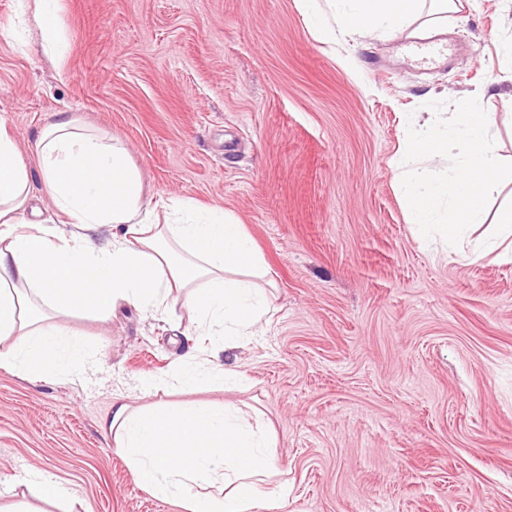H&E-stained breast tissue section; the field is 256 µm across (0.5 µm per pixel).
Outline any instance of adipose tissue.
<instances>
[{"label": "adipose tissue", "instance_id": "obj_1", "mask_svg": "<svg viewBox=\"0 0 512 512\" xmlns=\"http://www.w3.org/2000/svg\"><path fill=\"white\" fill-rule=\"evenodd\" d=\"M321 42L350 33L401 32L413 23L437 25L464 9V0H298ZM493 113L471 97L453 102L449 116L412 115L409 139L397 156L399 190L409 223L443 237L467 224H492L498 245L512 249V204L492 207L507 180ZM38 174H31L16 141L0 120V367L40 380L79 376L89 355L63 316L106 313L119 301L150 316L179 304L190 311L211 354L250 341L269 312L271 290L264 261L237 218L222 207L172 201L159 219L146 202L138 172L115 138L82 133L72 113H59L36 142ZM46 188L56 215L90 230L114 228L106 247L85 237L55 238L43 224L27 222L35 182ZM20 343L4 345L5 337ZM233 371L178 359L171 377L208 390ZM138 481L186 512H279L285 484L278 481L275 442L264 424H252L230 403L196 402L173 408L113 402L102 421ZM205 444L208 452L188 456Z\"/></svg>", "mask_w": 512, "mask_h": 512}]
</instances>
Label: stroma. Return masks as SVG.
Masks as SVG:
<instances>
[{
    "instance_id": "stroma-1",
    "label": "stroma",
    "mask_w": 512,
    "mask_h": 512,
    "mask_svg": "<svg viewBox=\"0 0 512 512\" xmlns=\"http://www.w3.org/2000/svg\"><path fill=\"white\" fill-rule=\"evenodd\" d=\"M57 13L55 61L32 14L0 0V119L31 172L40 129L72 111L121 140L151 205L234 215L276 291L257 336L219 355L242 388L137 395L177 356L210 355L178 305L65 319L92 349L81 378L0 367V512H183L100 427L131 394L269 423L282 512H512V258L427 249L393 168L407 116L476 96L502 119L512 169V0L449 16L434 64L409 55L408 31L321 43L297 0H58ZM36 472L66 498L32 497L21 480Z\"/></svg>"
}]
</instances>
